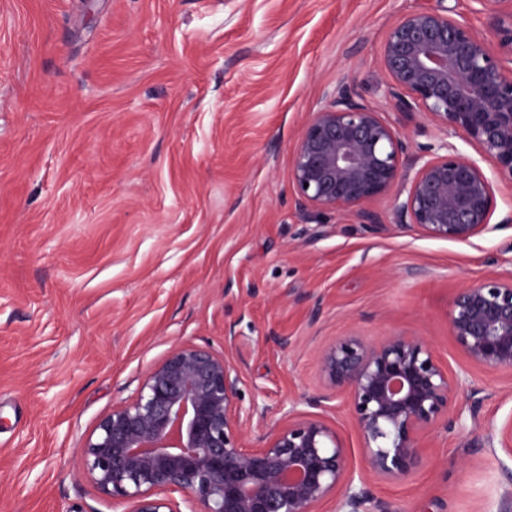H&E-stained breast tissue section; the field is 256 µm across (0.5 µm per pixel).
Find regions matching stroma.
I'll use <instances>...</instances> for the list:
<instances>
[{
	"instance_id": "obj_1",
	"label": "stroma",
	"mask_w": 512,
	"mask_h": 512,
	"mask_svg": "<svg viewBox=\"0 0 512 512\" xmlns=\"http://www.w3.org/2000/svg\"><path fill=\"white\" fill-rule=\"evenodd\" d=\"M433 0H0V512H123L81 470L113 403L175 345L228 352L265 424L326 394L322 350L418 336L482 405L424 440L390 512H499L512 369L471 364L457 288L512 269V227L459 244L295 202L298 132L341 81L380 99L390 26ZM320 415L353 466L346 399Z\"/></svg>"
}]
</instances>
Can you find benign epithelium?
Instances as JSON below:
<instances>
[{"mask_svg":"<svg viewBox=\"0 0 512 512\" xmlns=\"http://www.w3.org/2000/svg\"><path fill=\"white\" fill-rule=\"evenodd\" d=\"M471 2L487 30L437 4L404 14L380 50L386 101L407 119L430 117L443 137L410 156L402 131L341 83L298 133L290 183L299 206L375 227L362 205L388 199L397 223L460 244L512 224V214L491 223L497 192L512 188V0ZM448 325L469 361L512 369V270L456 289ZM319 372L331 394L309 405L347 400L363 474L336 430L295 404L260 446L247 445L244 430L263 415L243 403L240 368L227 353L185 343L100 420L83 446V475L125 512H182L173 493L188 495L189 512H317L329 500L333 512H389L367 508L365 474L402 479L421 463L427 434L466 429L457 408L466 373L417 336H341L323 349ZM497 435L512 453V413Z\"/></svg>","mask_w":512,"mask_h":512,"instance_id":"obj_1","label":"benign epithelium"}]
</instances>
